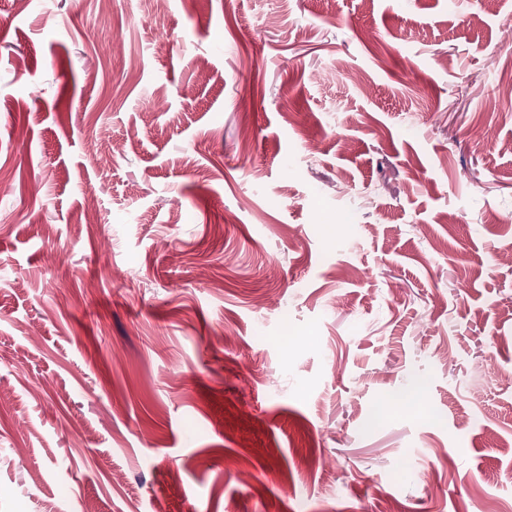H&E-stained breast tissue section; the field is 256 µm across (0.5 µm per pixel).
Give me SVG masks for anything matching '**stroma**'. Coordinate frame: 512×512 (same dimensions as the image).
<instances>
[{"mask_svg":"<svg viewBox=\"0 0 512 512\" xmlns=\"http://www.w3.org/2000/svg\"><path fill=\"white\" fill-rule=\"evenodd\" d=\"M509 253L512 0H0V512H512Z\"/></svg>","mask_w":512,"mask_h":512,"instance_id":"1","label":"stroma"}]
</instances>
